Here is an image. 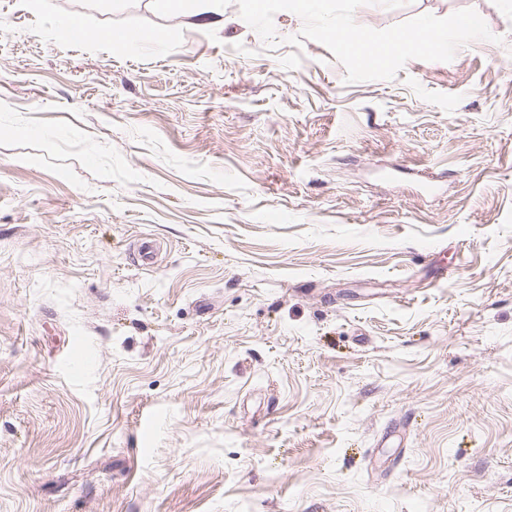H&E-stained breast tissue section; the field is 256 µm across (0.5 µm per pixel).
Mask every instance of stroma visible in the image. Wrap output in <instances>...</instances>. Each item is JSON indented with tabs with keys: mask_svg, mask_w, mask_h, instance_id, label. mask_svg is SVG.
<instances>
[{
	"mask_svg": "<svg viewBox=\"0 0 512 512\" xmlns=\"http://www.w3.org/2000/svg\"><path fill=\"white\" fill-rule=\"evenodd\" d=\"M218 4L0 0V512H512V0L355 84ZM162 10L168 13L190 15L193 18L205 19L209 18L204 9L200 7L202 0H155Z\"/></svg>",
	"mask_w": 512,
	"mask_h": 512,
	"instance_id": "1",
	"label": "stroma"
}]
</instances>
